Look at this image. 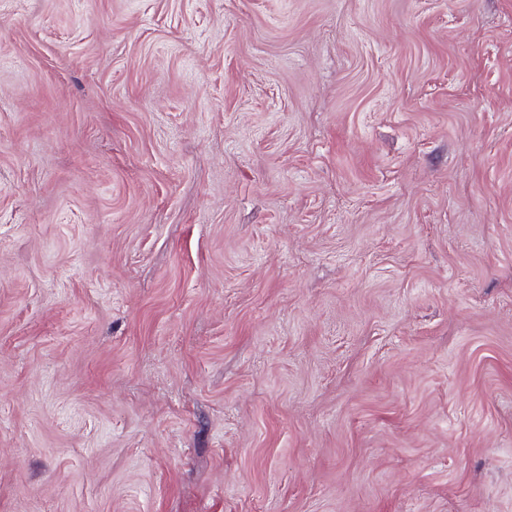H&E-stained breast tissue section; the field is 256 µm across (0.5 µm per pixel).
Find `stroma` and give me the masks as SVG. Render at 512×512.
Here are the masks:
<instances>
[{"label": "stroma", "instance_id": "obj_1", "mask_svg": "<svg viewBox=\"0 0 512 512\" xmlns=\"http://www.w3.org/2000/svg\"><path fill=\"white\" fill-rule=\"evenodd\" d=\"M0 512H512V0H0Z\"/></svg>", "mask_w": 512, "mask_h": 512}]
</instances>
